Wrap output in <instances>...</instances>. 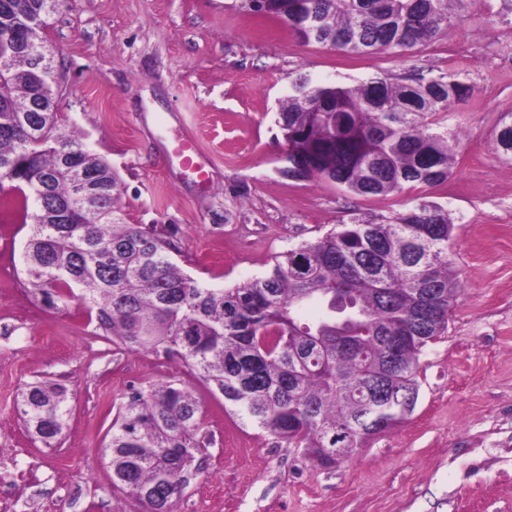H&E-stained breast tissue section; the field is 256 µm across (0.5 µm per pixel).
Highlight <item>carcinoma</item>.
<instances>
[{"label":"carcinoma","mask_w":512,"mask_h":512,"mask_svg":"<svg viewBox=\"0 0 512 512\" xmlns=\"http://www.w3.org/2000/svg\"><path fill=\"white\" fill-rule=\"evenodd\" d=\"M466 0H278L247 9L303 41L347 55L403 56L448 32V5ZM63 0H0V28H22L0 68V201L28 228V283L51 308L76 304L127 352L178 357L187 375L224 397L250 424L324 469L338 448L363 444L415 408L418 356L446 329L460 288L448 253L454 224L432 200L349 221L273 258L253 281L211 288L178 262L182 251L153 224H127L111 199L107 162L63 134L55 112L54 52L42 37ZM48 60L31 76L32 57ZM468 92L454 74L415 71L355 86L291 80L278 112L291 178L335 183L354 196L398 194L448 179L454 138L440 116ZM512 161V121L495 135ZM315 301L325 314L299 316ZM69 390L25 385L24 423L43 447L66 426ZM188 383L134 392L105 445L112 485L145 512H174L196 454L212 440Z\"/></svg>","instance_id":"carcinoma-1"}]
</instances>
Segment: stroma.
<instances>
[{
    "label": "stroma",
    "mask_w": 512,
    "mask_h": 512,
    "mask_svg": "<svg viewBox=\"0 0 512 512\" xmlns=\"http://www.w3.org/2000/svg\"><path fill=\"white\" fill-rule=\"evenodd\" d=\"M44 35L57 50L62 127L116 173L125 222L177 239L184 269L202 283H247L354 210L387 215L425 195L454 220L462 287L447 330L419 357L412 414L328 470L242 425L223 396L194 384L212 443L197 454L176 512H512V478L500 474L512 471V161L494 149L496 127L512 113V10L503 0H470L447 36L401 57L304 42L240 0H65ZM414 66L472 88L445 118L461 138L445 182L352 197L281 173L277 113L292 77L352 85ZM185 136L209 187L172 157ZM25 238L0 212V448L24 449L44 478L17 494L25 512H100L104 502L140 512L113 486L102 444L131 394L183 376L182 364L119 350L77 306L45 308L21 271ZM37 379L70 389L69 426L54 449L18 415V390Z\"/></svg>",
    "instance_id": "35a3bbf8"
}]
</instances>
